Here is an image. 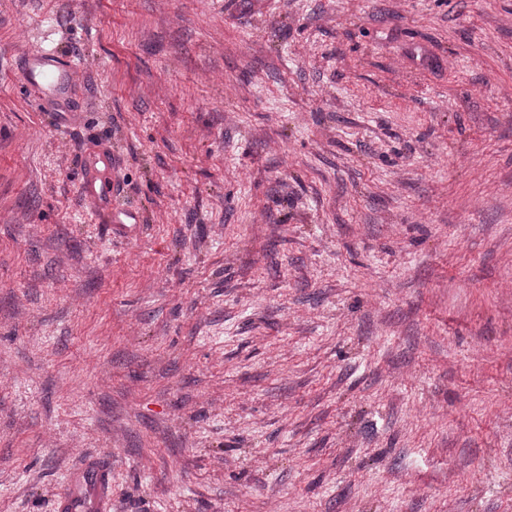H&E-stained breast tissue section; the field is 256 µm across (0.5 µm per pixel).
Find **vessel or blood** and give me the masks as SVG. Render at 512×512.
Wrapping results in <instances>:
<instances>
[{"label":"vessel or blood","mask_w":512,"mask_h":512,"mask_svg":"<svg viewBox=\"0 0 512 512\" xmlns=\"http://www.w3.org/2000/svg\"><path fill=\"white\" fill-rule=\"evenodd\" d=\"M76 67L74 60L58 58L49 51L29 54L23 60L27 86L37 90L42 101L47 102L62 119L68 117L71 109L70 76ZM111 163L109 153L90 154L80 190L94 209L108 213L107 231L110 235L129 236L141 227L139 213L129 208H113V186L99 181L97 177L99 165ZM111 489L107 469L96 461H86L74 472L67 493L58 503V512H106Z\"/></svg>","instance_id":"obj_1"}]
</instances>
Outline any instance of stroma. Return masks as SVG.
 I'll return each instance as SVG.
<instances>
[{
	"label": "stroma",
	"mask_w": 512,
	"mask_h": 512,
	"mask_svg": "<svg viewBox=\"0 0 512 512\" xmlns=\"http://www.w3.org/2000/svg\"><path fill=\"white\" fill-rule=\"evenodd\" d=\"M92 458L109 512H512V0H0V512ZM76 68L73 59H60L51 51L32 53L23 60L27 86L41 94L40 99L50 105L61 121L71 114L70 76ZM100 163L104 166H112V154L103 152L88 156L85 175L80 184L81 194L94 209L109 215L111 224H106V227L112 238L117 234L123 236L135 234L141 227L139 212L130 208L112 209L114 186L99 181L96 174Z\"/></svg>",
	"instance_id": "stroma-1"
}]
</instances>
